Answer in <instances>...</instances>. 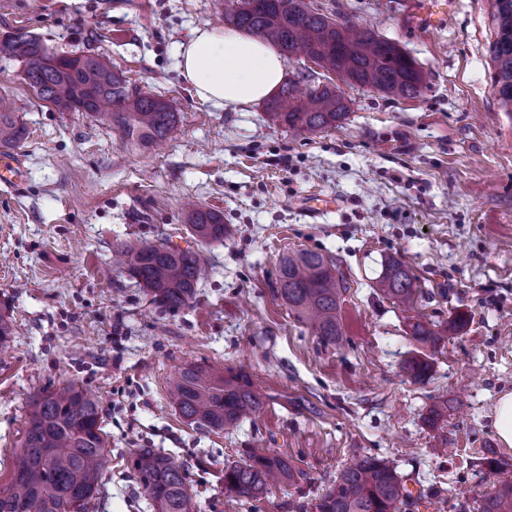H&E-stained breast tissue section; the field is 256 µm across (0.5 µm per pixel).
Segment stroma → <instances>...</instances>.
<instances>
[{
    "mask_svg": "<svg viewBox=\"0 0 512 512\" xmlns=\"http://www.w3.org/2000/svg\"><path fill=\"white\" fill-rule=\"evenodd\" d=\"M396 42L423 71L420 99L342 87L338 128L293 132L263 103L235 111L200 102L179 69L193 30L225 26L237 0H0V36L22 33L63 54H102L142 91L172 100L163 143L125 147L84 113L60 112L0 54V97L26 130L13 148L21 187L0 184V313L15 330L0 356V484L8 480L34 392L70 382L99 397L109 461L88 512H154L131 463L158 448L190 468L193 512H314L354 457L393 462L407 486H436L417 512H480L477 489L512 480V448L493 410L512 390V116L493 86L489 0H449L438 24L422 0H313ZM332 199L317 218L303 207ZM224 216L230 233L203 245L210 273L189 306L152 303L113 261L119 242L191 240L186 202ZM333 256L350 288L341 346L313 336L276 293L290 252ZM405 261L420 284L410 309L372 283ZM468 323L435 351L413 340L417 316ZM428 354L421 383L409 358ZM189 363L245 369L265 404L231 432L185 422L168 396ZM443 429L424 416L439 396ZM443 456H435V449ZM256 450L301 476L260 500L228 503L224 465ZM505 462L492 472L486 451Z\"/></svg>",
    "mask_w": 512,
    "mask_h": 512,
    "instance_id": "obj_1",
    "label": "stroma"
}]
</instances>
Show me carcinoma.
I'll return each instance as SVG.
<instances>
[{
  "label": "carcinoma",
  "instance_id": "obj_1",
  "mask_svg": "<svg viewBox=\"0 0 512 512\" xmlns=\"http://www.w3.org/2000/svg\"><path fill=\"white\" fill-rule=\"evenodd\" d=\"M497 38L490 46L494 83L502 110L512 116V0H494ZM225 20L238 30L276 44L287 58L304 57L342 82L373 89L394 98L423 96L427 86L415 60L396 43L345 17L333 18L307 0H240ZM0 53L22 64L23 77L38 99L60 112H83L98 124L122 133L126 145L147 148L169 136L178 123L173 103L142 93L124 71L100 54L57 55L26 35L8 34ZM298 79L288 78L265 103L268 117L291 131L321 132L347 119L348 107L329 83L313 84L301 96ZM11 103L0 98V147L14 148L25 139ZM191 236L203 245L224 241L228 226L218 211L195 205L187 214ZM130 277L168 309L192 303L207 263L200 248L166 242L132 246L120 242ZM374 288L396 306L409 308L419 292L407 265L387 257ZM349 284L337 274L330 256L301 250L280 263L277 293L319 340L337 345L343 332L341 300ZM466 325L459 315L446 325L418 320L410 324L414 340L438 347L448 331ZM404 371L414 382L429 375L424 358L406 361ZM170 399L188 422L211 431H229L259 413L265 400L250 377L231 369L216 371L189 364L169 382ZM448 419V399H436L424 416L432 428ZM100 402L75 383L42 390L28 403L24 438L15 455L11 476L0 486V512H86L98 493L108 462ZM134 479L152 501L155 512H189V467L169 454L142 449L133 459ZM294 472L278 456L255 451L224 465V496L258 500L270 487L291 483ZM415 496L396 467L364 454L346 465L314 504L315 512H410ZM481 512H512V481H502L481 495Z\"/></svg>",
  "mask_w": 512,
  "mask_h": 512
}]
</instances>
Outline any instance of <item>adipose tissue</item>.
Segmentation results:
<instances>
[{
    "label": "adipose tissue",
    "instance_id": "obj_1",
    "mask_svg": "<svg viewBox=\"0 0 512 512\" xmlns=\"http://www.w3.org/2000/svg\"><path fill=\"white\" fill-rule=\"evenodd\" d=\"M180 67L198 99L217 108L244 107L280 85L285 62L276 47L234 28L194 30Z\"/></svg>",
    "mask_w": 512,
    "mask_h": 512
}]
</instances>
